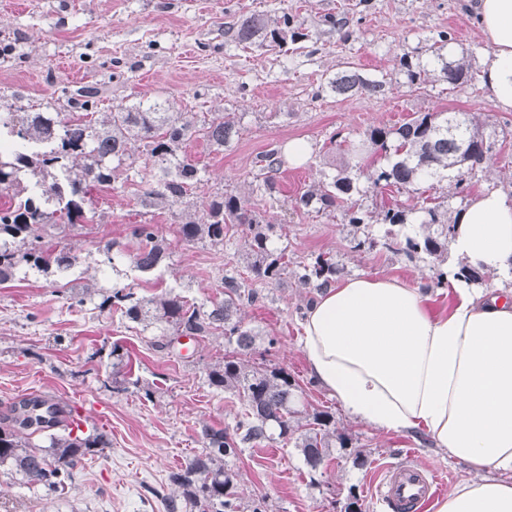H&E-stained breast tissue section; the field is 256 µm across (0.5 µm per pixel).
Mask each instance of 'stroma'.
Segmentation results:
<instances>
[{
	"label": "stroma",
	"instance_id": "obj_1",
	"mask_svg": "<svg viewBox=\"0 0 512 512\" xmlns=\"http://www.w3.org/2000/svg\"><path fill=\"white\" fill-rule=\"evenodd\" d=\"M478 0H0V95L18 107L45 109L64 104L65 94L83 84L99 90L98 111L166 99L182 112L231 114L239 135L217 152L204 138L185 152L205 171L198 207L220 192L246 193L253 161L288 140L307 141L312 151L299 166L283 165L277 175L279 201L265 217L276 246L288 252V272L279 286H259L258 302L243 304L240 317L258 331L249 363L283 368L298 386L301 404L332 412L337 433L350 447L333 448L317 471L301 452L279 442H261L224 459L231 469L242 512H389L375 496L381 468L412 459L445 475L444 491L470 479L469 469L434 448L423 435L382 432L349 419L338 402L312 379L300 344L303 318L319 293L302 284L304 265L321 253L333 256L337 280L371 274L392 276L423 289L433 316L447 315L452 288H434L432 263L402 253L357 249L363 235L381 238L386 227L362 232L341 213L296 210L294 200L314 181L330 174L333 141L356 140L369 128L397 127L423 112L479 114L490 147L485 163L463 185L437 184L435 195L456 216L481 189L512 196V110L500 109L481 81L451 85L441 73L427 83H408L401 60L426 61L436 34L453 39L446 57L465 58L471 73L490 45L478 19ZM285 8L305 38L283 53L260 44L241 46L225 27L250 14ZM347 17L343 27L327 16ZM355 69L387 81L378 97L343 96L326 83ZM133 186L96 190L100 224L68 231L64 246L83 256L80 266L57 278L21 266L15 279L0 284V418L22 399L42 396L69 405L85 427L111 438L110 448L85 456L62 490L36 486L8 467L0 468V512H165L173 493L172 471L203 450V426L233 429L239 397L209 386L208 368L224 360L222 333L157 343L154 330L126 320L104 306L113 286L149 295L175 289L198 304L222 301L221 279L240 273V234L229 230L220 245H184L175 238L169 215L154 218L172 241L169 260L148 274L135 271L131 257L139 222ZM112 252H104L106 242ZM96 280L99 290L80 303L78 287ZM120 351L123 362L112 353Z\"/></svg>",
	"mask_w": 512,
	"mask_h": 512
}]
</instances>
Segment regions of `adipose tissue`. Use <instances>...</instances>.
Masks as SVG:
<instances>
[{
    "label": "adipose tissue",
    "mask_w": 512,
    "mask_h": 512,
    "mask_svg": "<svg viewBox=\"0 0 512 512\" xmlns=\"http://www.w3.org/2000/svg\"><path fill=\"white\" fill-rule=\"evenodd\" d=\"M490 44L481 80L512 109V0H479ZM452 250L470 266L512 268V197L485 189L456 215ZM455 303L431 316L417 288L358 276L325 288L302 323L318 384L352 418L415 431L473 474L436 512H512V290L449 277Z\"/></svg>",
    "instance_id": "ef3b65f1"
}]
</instances>
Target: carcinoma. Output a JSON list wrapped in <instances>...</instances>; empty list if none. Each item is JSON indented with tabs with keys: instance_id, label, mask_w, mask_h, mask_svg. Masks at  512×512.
Returning a JSON list of instances; mask_svg holds the SVG:
<instances>
[{
	"instance_id": "carcinoma-1",
	"label": "carcinoma",
	"mask_w": 512,
	"mask_h": 512,
	"mask_svg": "<svg viewBox=\"0 0 512 512\" xmlns=\"http://www.w3.org/2000/svg\"><path fill=\"white\" fill-rule=\"evenodd\" d=\"M294 17L284 9L271 19L252 15L227 27L225 34L239 44L253 42L281 46L304 37L293 29ZM451 40L446 31L430 46L440 73L452 85L473 80L464 60L450 61L441 53V44ZM409 82L426 81L430 70L407 60L401 61ZM386 81L369 78L357 71L342 72L328 79L327 87L338 95L384 91ZM98 89L91 85L77 88L66 99V106L52 112H26L0 98V139L15 136L24 144L9 160L0 153V192L9 202L0 207V283L12 280L21 263L41 272L63 274L80 263V256L67 247H46L44 234L77 224H97L102 215L87 206L93 189L124 187L139 178L143 191L135 195L145 209L171 212L177 233L185 244H224L229 224L241 227L246 276L223 278L224 300L207 307L189 302L174 291L163 290L150 297H138L133 289L113 288L103 303H110L129 320L152 327L164 339L208 336L224 333L234 355L208 373L209 384L242 398L244 407L233 433L206 427L201 435L205 448L184 467L170 475L178 495L167 501V512H238L233 475L217 456L233 453L245 444L264 440L292 442L299 448L306 465L317 470L338 444L348 439L336 434L333 415L327 410L295 406L294 390L288 372L275 365L251 366L241 356L254 348L259 333L238 318L240 302L258 300L257 284L274 285L288 268L286 249L274 246L257 204L276 202V174L282 165L276 147L260 153L254 168L263 176L251 194H214L203 218L195 216L194 190L200 187V169L183 152L184 145L200 134L217 150L229 147L238 136L235 118H199L191 112H165L162 104L119 105L103 114L96 111ZM140 142L141 153L130 152L131 141ZM481 124L469 112H425L397 128L373 127L364 139L347 148L350 160L337 173L323 179L295 199V207L316 213H332L340 208L348 223L361 225L369 220L396 226L408 221L418 209L424 214L420 231L402 238L388 230L380 239H364L356 248L380 247L409 257L437 258L448 252L455 233V222L440 210L435 199H416L418 186L440 179H453L460 185L466 175L485 162ZM367 177L375 187L406 194L374 216L362 211L355 195L360 193L359 178ZM133 236L139 247L132 256L133 267L142 274L152 272L170 258L169 243L156 225L137 224ZM336 261L319 256L303 266L301 281L317 282L324 288L336 280ZM27 402L44 405L50 420L30 426L17 410L0 420V466H9L30 484L63 487L72 470L89 453L110 447L109 435L97 428L86 434L74 409L41 397ZM61 428L50 435L45 447L34 443L36 433Z\"/></svg>"
}]
</instances>
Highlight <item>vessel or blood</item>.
Instances as JSON below:
<instances>
[{
	"label": "vessel or blood",
	"mask_w": 512,
	"mask_h": 512,
	"mask_svg": "<svg viewBox=\"0 0 512 512\" xmlns=\"http://www.w3.org/2000/svg\"><path fill=\"white\" fill-rule=\"evenodd\" d=\"M442 478L411 461L383 469L378 482V491L393 512H421L440 491Z\"/></svg>",
	"instance_id": "1"
}]
</instances>
